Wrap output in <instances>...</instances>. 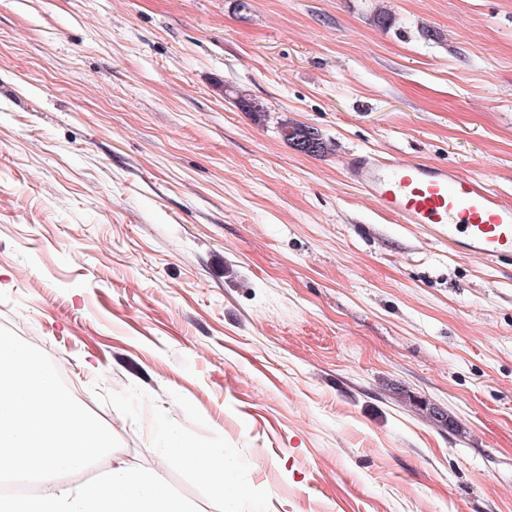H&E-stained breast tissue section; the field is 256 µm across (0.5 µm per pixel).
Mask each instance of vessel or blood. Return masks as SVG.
I'll use <instances>...</instances> for the list:
<instances>
[{"label":"vessel or blood","instance_id":"obj_1","mask_svg":"<svg viewBox=\"0 0 512 512\" xmlns=\"http://www.w3.org/2000/svg\"><path fill=\"white\" fill-rule=\"evenodd\" d=\"M346 174L382 212L447 244L457 257L512 259V205L484 182L379 152L352 156Z\"/></svg>","mask_w":512,"mask_h":512}]
</instances>
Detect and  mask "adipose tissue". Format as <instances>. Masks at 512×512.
I'll return each instance as SVG.
<instances>
[{"label": "adipose tissue", "instance_id": "obj_1", "mask_svg": "<svg viewBox=\"0 0 512 512\" xmlns=\"http://www.w3.org/2000/svg\"><path fill=\"white\" fill-rule=\"evenodd\" d=\"M160 465L183 470L203 482L211 498L223 502L226 497H242L246 488L230 483L225 469L223 449L184 439L171 426L161 429Z\"/></svg>", "mask_w": 512, "mask_h": 512}]
</instances>
